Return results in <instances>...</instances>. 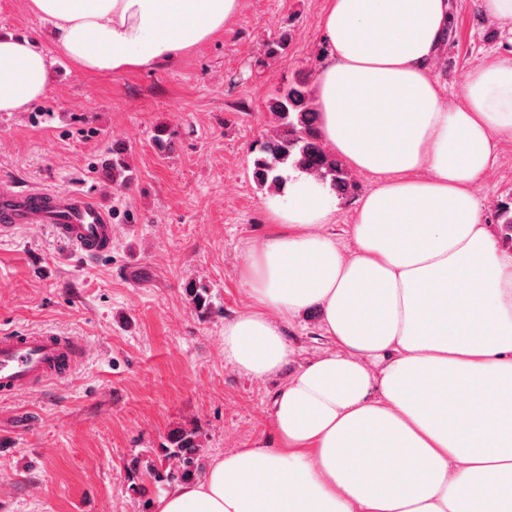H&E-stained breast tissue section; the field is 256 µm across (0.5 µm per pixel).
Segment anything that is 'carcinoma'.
<instances>
[{
  "label": "carcinoma",
  "instance_id": "cac0c4a2",
  "mask_svg": "<svg viewBox=\"0 0 512 512\" xmlns=\"http://www.w3.org/2000/svg\"><path fill=\"white\" fill-rule=\"evenodd\" d=\"M269 110L277 123V132L267 136L253 160V179L259 186L269 192L280 189L284 180L281 171L289 165L314 176L341 196L355 193L357 183L342 162L325 148L318 130V112L309 100L305 81L299 79L288 84L282 96L269 105ZM130 182L123 160L113 159V186L125 187ZM495 221L501 228L503 240L511 243L512 206L501 205ZM191 303L200 317L211 314L206 289L194 290ZM202 456L199 429L180 426L170 432L167 443L158 449L161 467L145 468L135 457L127 465V477L134 491L147 480L161 488L178 481L194 480L203 470Z\"/></svg>",
  "mask_w": 512,
  "mask_h": 512
}]
</instances>
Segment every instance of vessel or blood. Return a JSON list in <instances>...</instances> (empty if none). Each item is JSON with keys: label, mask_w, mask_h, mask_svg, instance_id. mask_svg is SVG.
Segmentation results:
<instances>
[{"label": "vessel or blood", "mask_w": 512, "mask_h": 512, "mask_svg": "<svg viewBox=\"0 0 512 512\" xmlns=\"http://www.w3.org/2000/svg\"><path fill=\"white\" fill-rule=\"evenodd\" d=\"M30 224L49 227L54 237L87 259L112 248L113 224L104 210L79 192L0 185V238ZM85 340L51 329L0 333V397L10 398L68 377L84 363Z\"/></svg>", "instance_id": "vessel-or-blood-1"}]
</instances>
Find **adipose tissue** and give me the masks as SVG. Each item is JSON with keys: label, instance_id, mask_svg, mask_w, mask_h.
I'll use <instances>...</instances> for the list:
<instances>
[{"label": "adipose tissue", "instance_id": "obj_1", "mask_svg": "<svg viewBox=\"0 0 512 512\" xmlns=\"http://www.w3.org/2000/svg\"><path fill=\"white\" fill-rule=\"evenodd\" d=\"M240 0H29L88 73L157 67L209 42ZM448 0H328L315 107L327 149L374 176L343 253L335 203L311 175L269 200L249 250L250 311L224 359L279 373L289 322L317 311L330 351L273 396L272 435L178 482L153 512H512V252L472 191L512 136V58L468 73L462 106L433 72ZM50 61L0 36V112L45 97Z\"/></svg>", "mask_w": 512, "mask_h": 512}]
</instances>
